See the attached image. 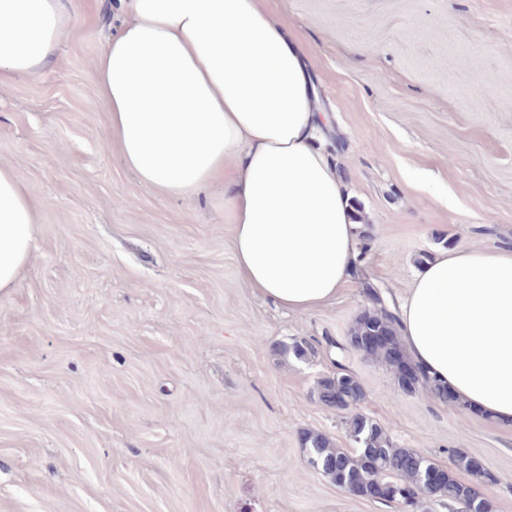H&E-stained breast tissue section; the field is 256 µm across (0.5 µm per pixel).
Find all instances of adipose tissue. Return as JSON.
Here are the masks:
<instances>
[{"label":"adipose tissue","mask_w":512,"mask_h":512,"mask_svg":"<svg viewBox=\"0 0 512 512\" xmlns=\"http://www.w3.org/2000/svg\"><path fill=\"white\" fill-rule=\"evenodd\" d=\"M93 81L123 164L158 196L224 184L242 282L304 314L335 299L361 227L335 166L305 60L264 0H123ZM65 0H0V82L41 73L73 29ZM35 205L0 165V292L32 246ZM397 320L413 363L456 403L512 425V249L443 251Z\"/></svg>","instance_id":"obj_1"}]
</instances>
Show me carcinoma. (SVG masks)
<instances>
[{
    "label": "carcinoma",
    "instance_id": "cac0c4a2",
    "mask_svg": "<svg viewBox=\"0 0 512 512\" xmlns=\"http://www.w3.org/2000/svg\"><path fill=\"white\" fill-rule=\"evenodd\" d=\"M363 288L372 308L365 311L351 329L350 344L359 348L364 336L375 329H383L389 342L383 346L365 350V354L385 364H392L391 349H401L397 332L396 314L388 307L384 292L374 286L369 278L363 279ZM276 352L293 355L297 359L315 355L313 345L306 339H293L290 343H281ZM343 373L338 372L317 381L316 395L328 405V398L338 391ZM421 386L443 401L452 397L447 391L436 385L422 370H416L414 378L405 383L398 381V387L404 392L413 391ZM364 397L363 389L351 393L345 410L350 412L349 436L353 448H339L326 435L306 431L302 435V445L307 453L311 468L339 488L344 487L349 478L355 479L356 490L365 495L378 487V499L394 501L395 490L403 487L411 490L425 481L430 468L437 461L412 448L394 445L384 428L367 416L354 412V406ZM448 477L435 488L430 495L440 497L453 504H461L468 512H492L490 501L481 494L472 483H464L455 477L457 472H465L481 483L495 482L494 475L475 457L461 448L448 450Z\"/></svg>",
    "mask_w": 512,
    "mask_h": 512
}]
</instances>
